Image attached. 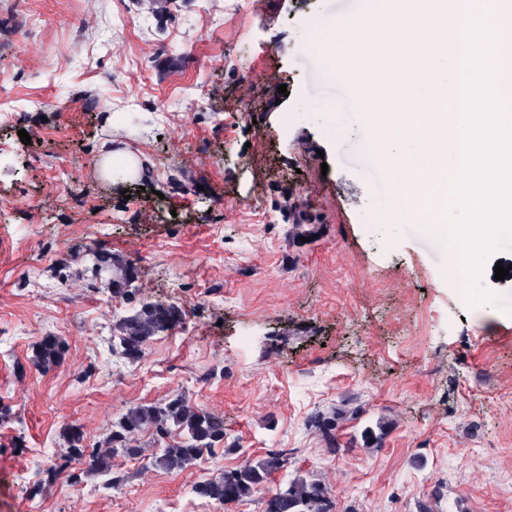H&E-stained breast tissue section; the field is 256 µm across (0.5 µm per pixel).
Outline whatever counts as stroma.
<instances>
[{
	"label": "stroma",
	"mask_w": 512,
	"mask_h": 512,
	"mask_svg": "<svg viewBox=\"0 0 512 512\" xmlns=\"http://www.w3.org/2000/svg\"><path fill=\"white\" fill-rule=\"evenodd\" d=\"M368 7L0 0V512H262L299 474L332 485L333 512H512V275L494 271L512 243L468 302L447 251L370 188L371 129L313 41ZM95 250L137 267L134 297ZM143 302L184 323L131 363L113 323ZM46 335L65 354L43 372ZM176 394L224 420L205 461L149 467L146 432L117 487L70 468L66 424L91 450ZM339 409L340 442L382 419V447L331 452L314 418ZM271 453L287 463L251 499L194 493ZM63 353V346L57 337L43 336L34 346L33 364L43 371H48L61 362Z\"/></svg>",
	"instance_id": "stroma-1"
}]
</instances>
